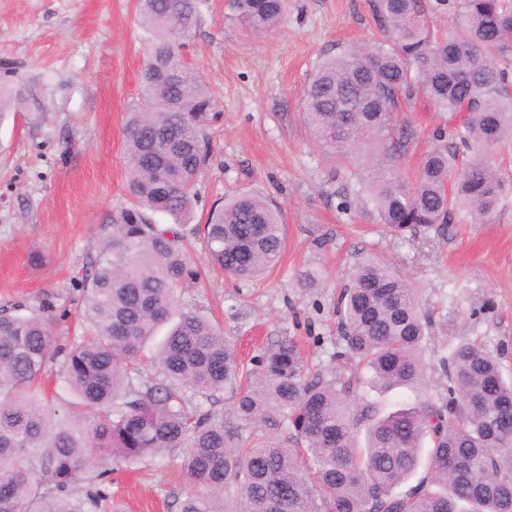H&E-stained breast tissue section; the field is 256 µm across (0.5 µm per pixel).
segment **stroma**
Segmentation results:
<instances>
[{
    "instance_id": "stroma-1",
    "label": "stroma",
    "mask_w": 512,
    "mask_h": 512,
    "mask_svg": "<svg viewBox=\"0 0 512 512\" xmlns=\"http://www.w3.org/2000/svg\"><path fill=\"white\" fill-rule=\"evenodd\" d=\"M135 12L136 0H0V61L15 66L7 80L34 85L41 99L40 112L0 122V309L50 304L63 345L91 329L82 283L112 238L111 216L127 204L125 122L143 103L147 43ZM230 13L229 0H202L181 50L216 103L194 222L205 224L224 198L257 192L281 208L286 247L266 278L233 280L209 270L194 243L190 264L201 278L179 288L180 304L216 319L243 358L293 336L309 364L341 370L339 291L362 259L390 262L419 288L433 321L422 390L445 385L439 357L457 328L497 351L512 378V191L487 223L395 239L356 193L368 169L345 170L302 120L313 66L382 40L370 0H290L279 25L261 34L245 33ZM397 120L411 134L395 161L401 173L435 148L436 129L459 123L421 90ZM305 269L316 273L315 287L300 285ZM181 457L176 449L120 468L111 496L127 512H178L189 489Z\"/></svg>"
}]
</instances>
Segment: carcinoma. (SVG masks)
<instances>
[{
    "label": "carcinoma",
    "mask_w": 512,
    "mask_h": 512,
    "mask_svg": "<svg viewBox=\"0 0 512 512\" xmlns=\"http://www.w3.org/2000/svg\"><path fill=\"white\" fill-rule=\"evenodd\" d=\"M387 32L375 46L320 61L302 99L306 124L347 168L379 167L360 194L394 235L440 236L493 215L509 184L492 150L512 140V0H459L460 24L436 36L424 0H371ZM200 0H138L149 40L141 70L148 106L125 136L129 206L83 282L95 335L55 345L52 307L0 310V512H104L114 465L174 448L192 482L179 512H512V381L471 336L441 357L445 391L384 410L354 391L414 387L425 378L430 318L417 289L386 264L358 263L336 300V344L361 374L312 371L283 336L242 365L222 327L179 307L195 278L184 228L211 161L214 100L180 55ZM243 29L275 28L288 0H231ZM424 88L433 105L464 113L413 178L384 172L406 147L395 125ZM39 106L0 83V120ZM167 215L172 224L154 221ZM209 263L250 279L280 263L284 220L242 192L196 229ZM61 358L73 394L55 419L36 383ZM224 393L225 414L203 408ZM425 476L406 486L419 468Z\"/></svg>",
    "instance_id": "obj_1"
}]
</instances>
